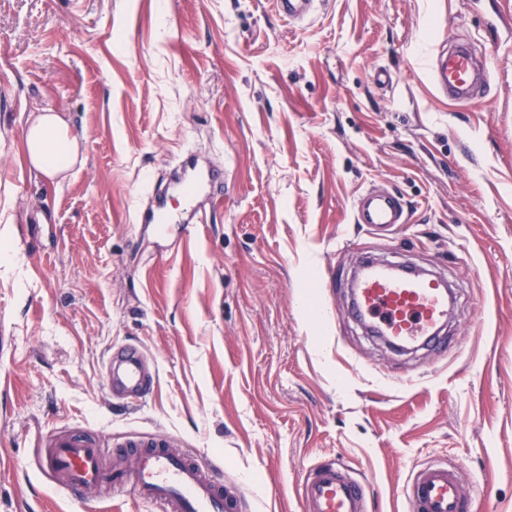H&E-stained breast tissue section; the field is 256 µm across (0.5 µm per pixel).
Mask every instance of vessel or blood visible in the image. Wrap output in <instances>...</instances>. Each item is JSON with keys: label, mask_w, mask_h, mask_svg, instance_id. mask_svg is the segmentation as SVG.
Wrapping results in <instances>:
<instances>
[{"label": "vessel or blood", "mask_w": 512, "mask_h": 512, "mask_svg": "<svg viewBox=\"0 0 512 512\" xmlns=\"http://www.w3.org/2000/svg\"><path fill=\"white\" fill-rule=\"evenodd\" d=\"M318 0H274L284 18L301 19L312 14ZM435 85L445 97L472 102L486 82V60L475 50L453 44L442 47L431 59ZM219 173L198 178L180 176L182 204L171 209L164 202L141 216L145 224H192L196 200L214 188ZM354 221L377 229L406 223L404 203L398 195L371 189L358 197ZM447 282L435 275L420 274L408 264L364 261L351 282L350 315L386 337L400 350L434 343L448 320ZM112 362L113 382L127 398H142L149 389L142 369V355L134 347L118 350ZM136 470L134 490L153 504L156 512H231L233 503L209 469L190 457L170 456L162 440L133 443ZM38 472L74 499L103 483L114 493L124 489L120 466H107L98 439L84 432L55 435L39 456ZM365 487L351 477L339 461L318 466L300 488L303 512H366ZM409 512H465L463 488L455 467L431 465L418 470L408 488Z\"/></svg>", "instance_id": "obj_1"}]
</instances>
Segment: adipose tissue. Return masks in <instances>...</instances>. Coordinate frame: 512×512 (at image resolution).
<instances>
[{
    "instance_id": "ef3b65f1",
    "label": "adipose tissue",
    "mask_w": 512,
    "mask_h": 512,
    "mask_svg": "<svg viewBox=\"0 0 512 512\" xmlns=\"http://www.w3.org/2000/svg\"><path fill=\"white\" fill-rule=\"evenodd\" d=\"M30 165L47 177H57L71 169L79 158V143L65 120L54 112L33 114L25 129Z\"/></svg>"
}]
</instances>
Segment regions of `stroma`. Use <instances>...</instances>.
<instances>
[{
	"label": "stroma",
	"mask_w": 512,
	"mask_h": 512,
	"mask_svg": "<svg viewBox=\"0 0 512 512\" xmlns=\"http://www.w3.org/2000/svg\"><path fill=\"white\" fill-rule=\"evenodd\" d=\"M446 42L486 57L480 102L436 91ZM43 110L80 143L54 180L24 139ZM186 161L223 171V195L188 229L139 223L156 184L179 206ZM371 187L408 223H354ZM0 213V512H154L37 472L83 430L193 454L235 512H302L334 458L366 512H407L434 461L469 512H512V0H320L300 23L271 0H0ZM366 256L451 283L440 347L399 352L347 316ZM125 345L153 379L133 406L107 376Z\"/></svg>",
	"instance_id": "35a3bbf8"
}]
</instances>
